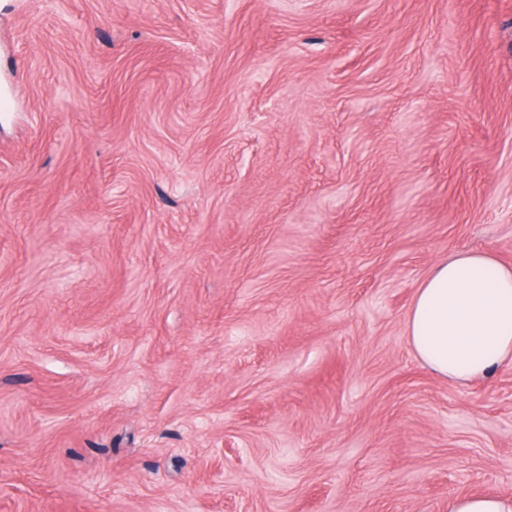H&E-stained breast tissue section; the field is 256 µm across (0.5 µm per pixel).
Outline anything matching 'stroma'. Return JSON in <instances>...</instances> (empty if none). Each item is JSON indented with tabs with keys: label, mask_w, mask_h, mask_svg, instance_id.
Instances as JSON below:
<instances>
[{
	"label": "stroma",
	"mask_w": 512,
	"mask_h": 512,
	"mask_svg": "<svg viewBox=\"0 0 512 512\" xmlns=\"http://www.w3.org/2000/svg\"><path fill=\"white\" fill-rule=\"evenodd\" d=\"M0 512L512 499V364L405 321L512 264V0H0ZM416 357L439 377L463 384L512 363V265L483 253L437 263L405 322Z\"/></svg>",
	"instance_id": "1"
}]
</instances>
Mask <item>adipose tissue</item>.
<instances>
[{"label": "adipose tissue", "mask_w": 512, "mask_h": 512, "mask_svg": "<svg viewBox=\"0 0 512 512\" xmlns=\"http://www.w3.org/2000/svg\"><path fill=\"white\" fill-rule=\"evenodd\" d=\"M416 357L439 377L463 384L512 363V265L483 253L437 263L405 322Z\"/></svg>", "instance_id": "1"}]
</instances>
